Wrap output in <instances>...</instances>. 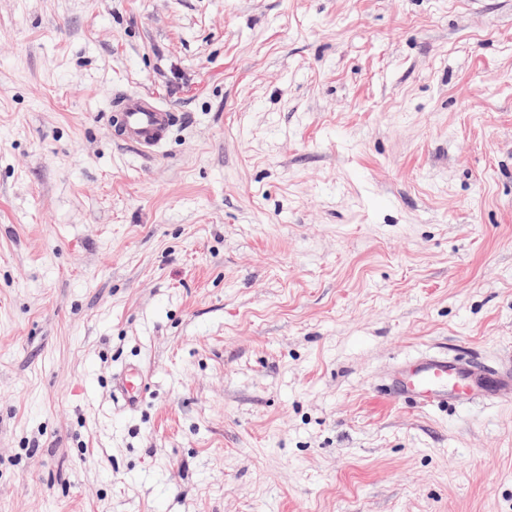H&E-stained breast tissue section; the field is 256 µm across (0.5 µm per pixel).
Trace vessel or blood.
<instances>
[{"label":"vessel or blood","instance_id":"vessel-or-blood-1","mask_svg":"<svg viewBox=\"0 0 512 512\" xmlns=\"http://www.w3.org/2000/svg\"><path fill=\"white\" fill-rule=\"evenodd\" d=\"M176 121V114L148 93L122 96L112 116L120 140L146 154L163 143ZM463 385L477 386L488 397L502 387L512 386V373L485 371L442 354H424L394 367L389 392L424 407L445 408L454 403Z\"/></svg>","mask_w":512,"mask_h":512}]
</instances>
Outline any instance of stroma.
<instances>
[{"label": "stroma", "instance_id": "1", "mask_svg": "<svg viewBox=\"0 0 512 512\" xmlns=\"http://www.w3.org/2000/svg\"><path fill=\"white\" fill-rule=\"evenodd\" d=\"M437 352L512 363V0H0V512H512ZM116 107L117 112L111 117L119 139L144 154H152L177 121L174 112L162 107L157 98L148 93L126 94ZM389 393L411 399L423 407L448 408L457 389L476 384L486 397L512 386V373L480 370L442 354H424L398 364L391 372ZM476 378V379H475Z\"/></svg>", "mask_w": 512, "mask_h": 512}]
</instances>
